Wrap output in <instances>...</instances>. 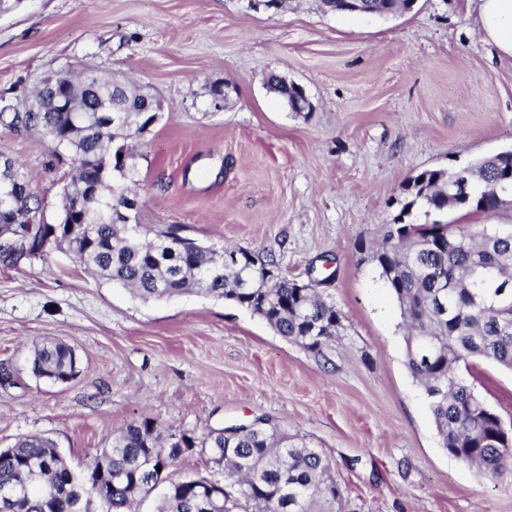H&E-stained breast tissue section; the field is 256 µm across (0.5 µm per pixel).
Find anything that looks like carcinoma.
<instances>
[{
  "label": "carcinoma",
  "mask_w": 512,
  "mask_h": 512,
  "mask_svg": "<svg viewBox=\"0 0 512 512\" xmlns=\"http://www.w3.org/2000/svg\"><path fill=\"white\" fill-rule=\"evenodd\" d=\"M381 14L413 11L415 0H368ZM65 83L83 102L107 112H66L52 103L42 112H15L10 124L49 139L57 162L70 161L69 193L61 196L59 220H33L44 198L20 165L14 172L21 195L12 223L0 236L17 250L1 256L14 265L40 258L46 248H65L86 268L129 287L145 302L182 293L225 299L251 311L280 336L318 360L342 327V315L316 288L298 287L271 254L238 249L225 262L224 248L204 247L174 225L120 222L118 208L134 197L136 156L129 141L141 136L156 106L153 96L119 77L91 70L63 71ZM290 109L303 105L298 87L270 77ZM127 175L112 168L118 156ZM460 192L459 172L427 170L404 184L405 202L394 223L382 227L369 250L397 303L405 329L406 366L423 387L442 447L493 478L512 475V430L469 383L463 372L477 359L512 371V233L469 234L457 224H406L416 204L430 210L489 212L512 189V150L486 158ZM277 277L264 285V272ZM32 373L52 382L80 374L74 348L61 341L34 346ZM200 448L214 465L208 476L174 481L170 470ZM41 466L40 481L27 484L29 463ZM161 465V479L149 469ZM233 488L229 497L226 487ZM163 488L156 512H355L332 474L322 450L261 415L248 425L164 434L151 418L133 421L96 450L83 474L60 455L55 443L30 436L0 449V512H137L140 497Z\"/></svg>",
  "instance_id": "1"
}]
</instances>
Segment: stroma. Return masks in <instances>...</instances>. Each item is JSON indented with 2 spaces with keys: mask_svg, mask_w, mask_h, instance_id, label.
I'll return each mask as SVG.
<instances>
[{
  "mask_svg": "<svg viewBox=\"0 0 512 512\" xmlns=\"http://www.w3.org/2000/svg\"><path fill=\"white\" fill-rule=\"evenodd\" d=\"M92 67L153 95L162 116L134 140L140 219L206 245L273 253L340 310L322 364L235 304L197 293L145 302L67 251L0 261V448L37 435L72 467L145 417L202 434L267 415L330 459L352 512H512L498 481L441 445L406 367L396 302L368 258L400 215L405 181L512 149V63L491 53L466 0H418L384 18L248 0H23L0 16V111L19 112L64 68ZM301 85L303 117L269 89ZM223 97H215L214 86ZM0 154L33 177L55 223L68 168L39 136L0 124ZM409 224L512 231L496 211L417 206ZM74 346L80 375L34 376V344ZM471 381L512 422V371Z\"/></svg>",
  "mask_w": 512,
  "mask_h": 512,
  "instance_id": "obj_1",
  "label": "stroma"
}]
</instances>
